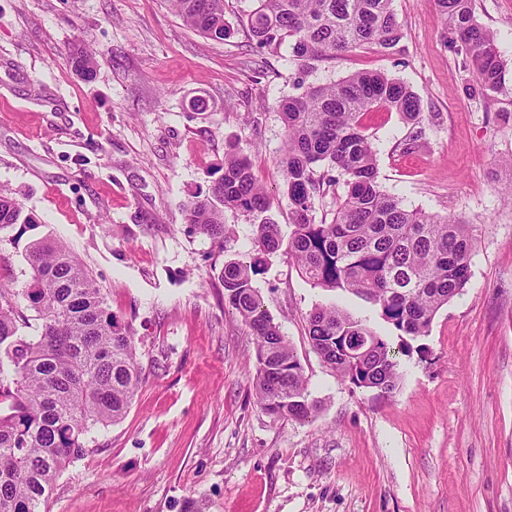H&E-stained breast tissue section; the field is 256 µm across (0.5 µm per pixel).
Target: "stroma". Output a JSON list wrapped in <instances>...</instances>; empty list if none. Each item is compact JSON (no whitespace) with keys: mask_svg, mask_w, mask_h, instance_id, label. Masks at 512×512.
I'll return each instance as SVG.
<instances>
[{"mask_svg":"<svg viewBox=\"0 0 512 512\" xmlns=\"http://www.w3.org/2000/svg\"><path fill=\"white\" fill-rule=\"evenodd\" d=\"M251 0H224L231 37L190 28L169 0H0V186L38 224L0 243V284L30 276L28 242L66 245L135 336L144 380L124 418L91 433L57 477L47 512H512V0H474L505 86L468 92L431 0H393L402 38L301 69L256 49ZM93 53L84 79L70 52ZM377 70L421 100L422 136L394 112L365 113L378 180L407 209L471 227L464 291L399 355L393 392L358 388L314 351L308 318L333 305L392 345L356 296L312 285L285 251L256 277L302 367L312 421L276 418L252 387L256 343L224 302L225 262L245 259L250 215L224 213V244L190 231L184 206L249 159L289 235L278 159L282 97ZM208 103L191 110L192 99Z\"/></svg>","mask_w":512,"mask_h":512,"instance_id":"stroma-1","label":"stroma"}]
</instances>
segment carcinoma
<instances>
[{"label":"carcinoma","instance_id":"obj_1","mask_svg":"<svg viewBox=\"0 0 512 512\" xmlns=\"http://www.w3.org/2000/svg\"><path fill=\"white\" fill-rule=\"evenodd\" d=\"M195 31L216 41L231 35L224 0H170ZM246 29L261 51L291 49L300 66L334 60L357 49L392 51L401 39L393 0H252ZM447 42L465 53L484 99L500 91L503 64L495 34L477 22L472 0H433ZM76 71L93 77L95 62L75 46ZM373 108L396 112L419 126L420 100L404 82L380 71L354 72L280 100L285 150L280 168L292 231L262 218L269 208L249 160L237 153L208 192L185 205L192 231L224 243V210L258 219L249 260L224 265V301L256 340L252 378L266 413L306 421L315 412L303 368L288 340L263 309L256 276L271 254L286 248L313 285L348 292L375 307L397 335L418 337L436 312L469 281L470 225L406 209L379 181L376 151L362 127ZM343 185V194L336 186ZM336 195L332 220L317 218L321 200ZM0 188V233L35 224ZM31 270L21 287L0 288V512H43L56 476L85 448L91 427L115 423L142 382L129 324L106 307L101 288L61 243L40 238L25 250ZM39 332L18 322L22 304ZM311 344L341 378L358 388L395 389L397 349L364 321L334 307L308 318Z\"/></svg>","mask_w":512,"mask_h":512}]
</instances>
